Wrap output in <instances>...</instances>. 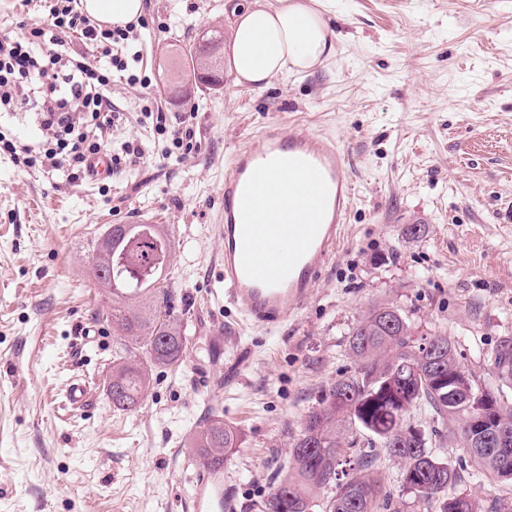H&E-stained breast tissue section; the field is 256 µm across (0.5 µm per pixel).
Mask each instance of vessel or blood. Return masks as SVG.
Listing matches in <instances>:
<instances>
[{"label":"vessel or blood","instance_id":"b4317fda","mask_svg":"<svg viewBox=\"0 0 512 512\" xmlns=\"http://www.w3.org/2000/svg\"><path fill=\"white\" fill-rule=\"evenodd\" d=\"M266 170L287 173L294 206L270 208L268 196L259 194L254 177ZM353 195L339 145L318 134L272 123L231 155L222 280L246 323L274 328L305 304L339 247ZM189 483L193 512H235L223 467H195Z\"/></svg>","mask_w":512,"mask_h":512}]
</instances>
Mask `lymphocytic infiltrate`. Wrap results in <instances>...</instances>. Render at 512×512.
<instances>
[{"label":"lymphocytic infiltrate","mask_w":512,"mask_h":512,"mask_svg":"<svg viewBox=\"0 0 512 512\" xmlns=\"http://www.w3.org/2000/svg\"><path fill=\"white\" fill-rule=\"evenodd\" d=\"M79 35L109 59L100 69L85 56L73 53L57 31ZM132 26L105 28L77 8L76 0H54L46 26L22 34L0 35V112H28L40 131L24 142L0 133V151L22 154L26 167L69 170L72 180L84 178L89 162L106 152L103 142L90 139L88 126L112 124L119 111L106 96L113 72L128 63L112 51L125 44Z\"/></svg>","instance_id":"f902f5d3"}]
</instances>
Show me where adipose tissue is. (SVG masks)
Here are the masks:
<instances>
[{
	"instance_id": "1",
	"label": "adipose tissue",
	"mask_w": 512,
	"mask_h": 512,
	"mask_svg": "<svg viewBox=\"0 0 512 512\" xmlns=\"http://www.w3.org/2000/svg\"><path fill=\"white\" fill-rule=\"evenodd\" d=\"M89 16L117 26L143 12V0H84ZM228 64L236 83L257 85L315 68L333 50L323 14L305 0H247L232 11Z\"/></svg>"
}]
</instances>
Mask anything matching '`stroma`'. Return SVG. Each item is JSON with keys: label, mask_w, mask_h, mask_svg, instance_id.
Returning a JSON list of instances; mask_svg holds the SVG:
<instances>
[{"label": "stroma", "mask_w": 512, "mask_h": 512, "mask_svg": "<svg viewBox=\"0 0 512 512\" xmlns=\"http://www.w3.org/2000/svg\"><path fill=\"white\" fill-rule=\"evenodd\" d=\"M242 0H144L133 71L113 78L123 112L91 137L143 156L111 179L71 181L0 153V512H186L197 458L188 438L212 417L240 444L224 458L237 512L266 503L292 465L290 445L340 374L352 329L376 304L401 307L415 339L448 337L473 375L512 337V0H327L336 34L313 70L261 87L225 75L193 81L183 55L202 27L228 35ZM162 110L167 132L146 110ZM335 139L356 186L345 236L288 323L238 326L220 283L225 163L268 124ZM195 146L170 157V129ZM171 239L167 285L189 343L157 369L142 403L113 407L104 381L129 340L89 272L103 225L134 214ZM88 405L64 404L72 376ZM484 506L512 484L477 472L460 444L431 441ZM374 468L397 512H425L381 448Z\"/></svg>", "instance_id": "35a3bbf8"}]
</instances>
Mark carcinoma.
Masks as SVG:
<instances>
[{
	"label": "carcinoma",
	"mask_w": 512,
	"mask_h": 512,
	"mask_svg": "<svg viewBox=\"0 0 512 512\" xmlns=\"http://www.w3.org/2000/svg\"><path fill=\"white\" fill-rule=\"evenodd\" d=\"M170 254V242L159 224H109L90 251L91 271L98 288L112 299V324L134 345V356L112 363L106 388L112 390V405L132 410L141 404L156 367L183 361L187 330L183 329L177 297L171 289L151 285L160 280ZM153 301L147 307L130 308L145 291ZM381 306L373 307L349 335V350L355 369L336 380L318 407L306 416L300 437L291 443L292 467L271 496L269 512H377L379 502L389 503L382 478L373 470V459L361 454L349 458L357 439L346 440L343 423L354 421L367 432L368 447L378 442L388 458L401 465L403 487L437 512H485L480 500L455 491L458 473L448 461L437 457L419 442L407 424L410 410L419 406L435 422L448 416L462 417L458 428L447 433L434 429L437 437L457 441L476 469L512 483V451L468 447L470 423L460 400L448 397V377L465 365L455 345L441 359L413 344L410 321L398 307L390 312L393 326L382 322ZM410 362L414 369L393 370L394 363ZM491 370L501 383L512 384V340L501 342L490 358ZM239 435L223 420L213 417L186 443L191 453L221 465L224 454L239 447ZM328 488L331 496L315 504L313 491ZM320 510H315V507Z\"/></svg>",
	"instance_id": "1"
}]
</instances>
